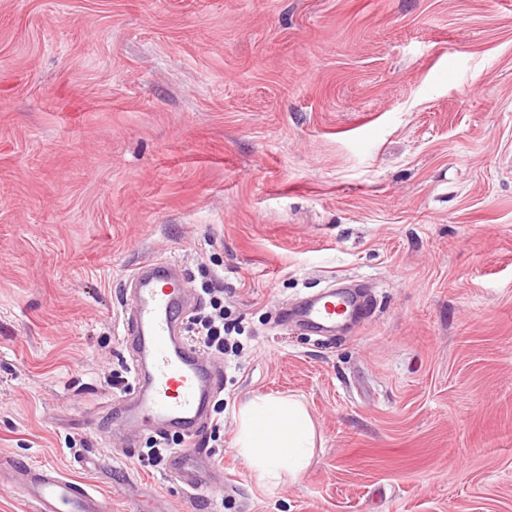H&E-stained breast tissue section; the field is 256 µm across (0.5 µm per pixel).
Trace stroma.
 <instances>
[{"label": "stroma", "instance_id": "obj_1", "mask_svg": "<svg viewBox=\"0 0 512 512\" xmlns=\"http://www.w3.org/2000/svg\"><path fill=\"white\" fill-rule=\"evenodd\" d=\"M148 259L244 331L199 495L115 424ZM334 287L353 326H282ZM260 395L296 479L238 452ZM45 463L109 512H512V0H0V468ZM315 430L306 407L296 399L258 396L239 415V453L261 480L295 477L309 465Z\"/></svg>", "mask_w": 512, "mask_h": 512}]
</instances>
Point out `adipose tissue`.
<instances>
[{
  "mask_svg": "<svg viewBox=\"0 0 512 512\" xmlns=\"http://www.w3.org/2000/svg\"><path fill=\"white\" fill-rule=\"evenodd\" d=\"M314 446V425L299 400L259 396L240 412L238 450L259 479L299 475Z\"/></svg>",
  "mask_w": 512,
  "mask_h": 512,
  "instance_id": "adipose-tissue-1",
  "label": "adipose tissue"
}]
</instances>
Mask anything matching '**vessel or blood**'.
<instances>
[{
	"instance_id": "obj_1",
	"label": "vessel or blood",
	"mask_w": 512,
	"mask_h": 512,
	"mask_svg": "<svg viewBox=\"0 0 512 512\" xmlns=\"http://www.w3.org/2000/svg\"><path fill=\"white\" fill-rule=\"evenodd\" d=\"M128 286L125 334L138 392L131 419L140 426L161 420L184 431L188 442L175 453L170 468L186 476L199 468L200 450L192 437L209 412L217 370L184 341L188 301L181 269L145 262L130 275ZM338 309L336 292L330 289L307 300L296 315L302 325L321 332L335 326ZM16 477L35 512H104L100 494L52 466H21Z\"/></svg>"
}]
</instances>
